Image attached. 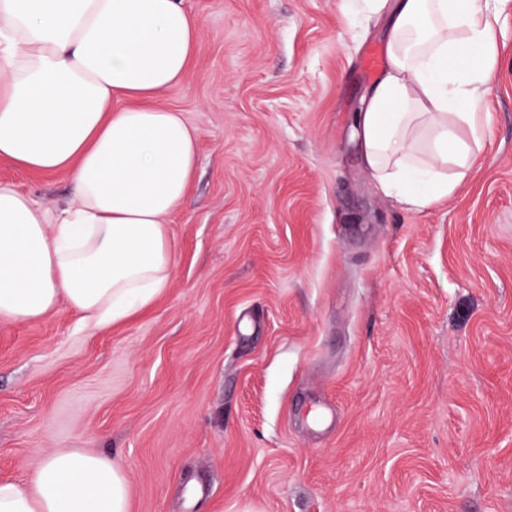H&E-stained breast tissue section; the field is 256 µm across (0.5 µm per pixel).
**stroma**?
<instances>
[{
    "instance_id": "35a3bbf8",
    "label": "stroma",
    "mask_w": 512,
    "mask_h": 512,
    "mask_svg": "<svg viewBox=\"0 0 512 512\" xmlns=\"http://www.w3.org/2000/svg\"><path fill=\"white\" fill-rule=\"evenodd\" d=\"M200 134L175 273L132 319H0V482L119 464L129 512H512V0L475 175L411 210L353 117L386 22L356 0H183ZM64 206V175L0 161Z\"/></svg>"
}]
</instances>
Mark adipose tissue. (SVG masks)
I'll return each instance as SVG.
<instances>
[{
  "mask_svg": "<svg viewBox=\"0 0 512 512\" xmlns=\"http://www.w3.org/2000/svg\"><path fill=\"white\" fill-rule=\"evenodd\" d=\"M386 14L388 67L354 117L379 188L425 208L482 149L496 57L489 0H365ZM197 21L180 0H0V159L65 174L66 206L0 182V319L59 304L93 327L149 306L174 276L167 220L197 162L198 131L159 104L190 77ZM111 459L62 449L0 512H128Z\"/></svg>",
  "mask_w": 512,
  "mask_h": 512,
  "instance_id": "adipose-tissue-1",
  "label": "adipose tissue"
}]
</instances>
